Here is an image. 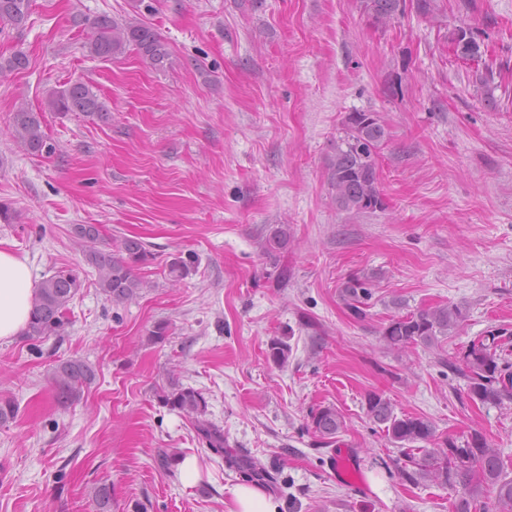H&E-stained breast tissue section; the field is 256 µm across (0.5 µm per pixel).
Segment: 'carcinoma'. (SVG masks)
I'll return each mask as SVG.
<instances>
[{
  "label": "carcinoma",
  "mask_w": 512,
  "mask_h": 512,
  "mask_svg": "<svg viewBox=\"0 0 512 512\" xmlns=\"http://www.w3.org/2000/svg\"><path fill=\"white\" fill-rule=\"evenodd\" d=\"M364 11L377 21L405 14L407 0H361ZM29 0H0V21L16 27L25 24ZM467 31L460 29L453 37L456 51L473 56L478 45ZM91 54L102 58H117L132 49L141 59L155 68L164 66L168 58L165 42L151 27L135 18L121 21L102 17L96 21L89 43ZM44 107L51 112H82L88 116L103 117V108L92 87L74 83L63 89L51 90ZM12 136L15 142L32 155L51 154L53 146L42 130L38 113L20 109L14 113ZM388 136L382 121L373 112H350L344 122V136L336 140L334 152L327 164V175L334 192L336 207L341 211L363 213L385 208L379 188V170L376 157ZM75 237L85 247V257L97 269L100 292L114 305L124 304L137 297L144 281L135 273V267L145 264L151 252L144 242L125 239L112 251L97 248L100 233L95 224H77ZM290 228L277 225L262 243L263 254L272 260L288 252ZM196 258L192 254L177 256L168 264V275L175 281L186 278L193 270ZM79 281L71 270H58L45 278L35 290L30 317L25 328L26 340L41 342L58 336L64 330L68 305L79 291ZM342 296L347 309L357 317L365 316L362 308L367 289L363 283L351 279L343 285ZM462 320V311L451 305L427 306L405 316L394 317L380 330L381 341L394 351L401 352L414 344L432 346L438 337L455 330ZM496 336L473 341L462 356L463 366L454 367L468 380L470 398L483 404L500 405L512 401V372L499 367ZM287 341L276 338L268 347V358L284 367L291 356ZM96 380L94 368L82 359L59 361L49 374L56 403L67 407L80 400L83 391ZM158 400L194 419L195 429L207 447L217 455H224V432L206 418L208 401L193 388L176 385L170 391H161ZM367 415L384 426L389 439L402 446L404 465L398 467L400 479L410 485L430 482L464 490V496L455 504V512H472L473 483L485 484L490 501L483 512H512V479L504 476L503 462L496 449L490 447L479 434L462 443L445 438L435 448L414 450L410 445L437 440L436 427L421 416L394 414L389 398L370 392L366 397ZM343 416L333 405L319 408L311 414V428L324 445L336 442L344 429ZM237 469L245 470L252 478L269 482L275 480L264 466L256 461L233 459ZM98 512H112L110 485L101 483L95 491Z\"/></svg>",
  "instance_id": "cac0c4a2"
}]
</instances>
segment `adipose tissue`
I'll list each match as a JSON object with an SVG mask.
<instances>
[{
    "mask_svg": "<svg viewBox=\"0 0 512 512\" xmlns=\"http://www.w3.org/2000/svg\"><path fill=\"white\" fill-rule=\"evenodd\" d=\"M34 296L32 269L26 257L0 248V341L25 327Z\"/></svg>",
    "mask_w": 512,
    "mask_h": 512,
    "instance_id": "adipose-tissue-1",
    "label": "adipose tissue"
}]
</instances>
